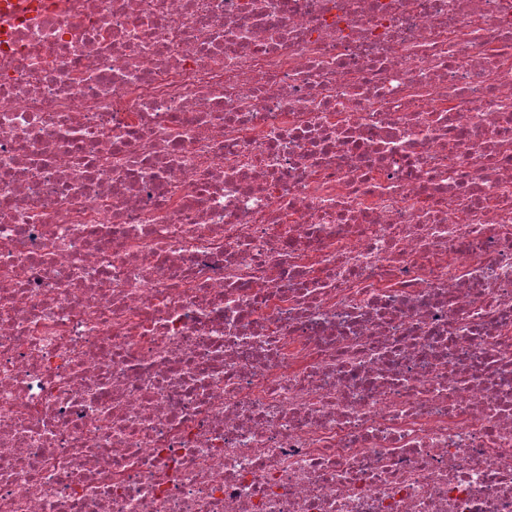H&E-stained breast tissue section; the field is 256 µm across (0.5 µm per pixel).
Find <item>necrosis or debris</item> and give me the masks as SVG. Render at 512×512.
<instances>
[{
  "label": "necrosis or debris",
  "mask_w": 512,
  "mask_h": 512,
  "mask_svg": "<svg viewBox=\"0 0 512 512\" xmlns=\"http://www.w3.org/2000/svg\"><path fill=\"white\" fill-rule=\"evenodd\" d=\"M0 9V512H512V0Z\"/></svg>",
  "instance_id": "1"
}]
</instances>
